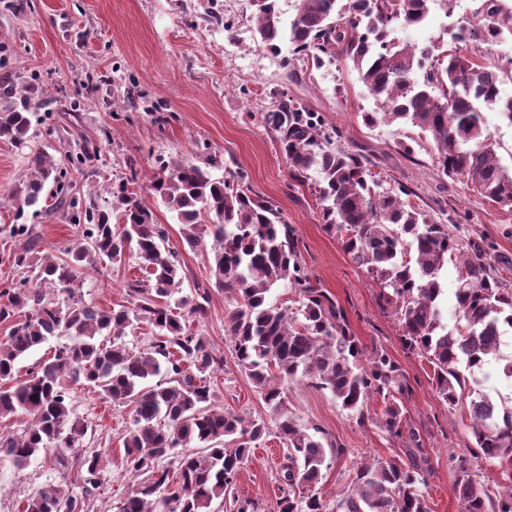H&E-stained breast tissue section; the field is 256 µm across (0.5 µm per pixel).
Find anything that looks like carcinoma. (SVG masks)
Masks as SVG:
<instances>
[{"instance_id": "cac0c4a2", "label": "carcinoma", "mask_w": 512, "mask_h": 512, "mask_svg": "<svg viewBox=\"0 0 512 512\" xmlns=\"http://www.w3.org/2000/svg\"><path fill=\"white\" fill-rule=\"evenodd\" d=\"M434 2L296 0L287 19L279 0H251V6L260 46L278 56L288 45L284 65L302 60L319 68L340 58L352 64L375 104L363 113L365 125L419 128L433 141L438 172L512 206V170L496 159L481 111L483 104L497 105L512 122V98L500 96L512 70L484 65L478 55L495 36L512 37V9L504 11L503 0H481L452 50L435 41H400L396 30L422 25ZM272 97L275 109L262 121L285 155L290 179L301 186L315 180L325 229L336 232L344 251L372 277L403 344L428 365L437 397L451 410L463 409L475 459L497 466L508 479L503 490L492 491L459 469L454 488L461 512H512V402L492 398L482 378L495 363L512 380V356L501 353L505 328H512V289L479 241L435 223L407 200V187L386 186L367 156L334 146L339 132L328 131L319 115L285 92L275 90ZM40 106L17 94L3 72L0 137L23 145L39 136L31 115ZM99 153L85 140L68 146L57 162L42 150L29 157L31 177L17 218L27 208L37 215L53 200L51 210L76 229L66 258L40 255L37 225L9 228L17 242L13 265L25 276L0 282V322H13L0 339V380L16 381L0 387V419L27 414L31 422L18 435L0 433V461L20 468L52 447L65 448L56 462L81 487L78 493L58 486L39 490L21 512H89L102 486V455L80 450L88 424L72 406L78 383L103 400L133 406L124 465L142 480L118 512H212L215 501L225 512H258L255 501L238 494L237 479L269 427L214 407L209 378L223 369L224 356L189 329L190 319L207 314L209 292L197 287L190 296L175 297L183 266L179 254L164 246L165 230L141 195L138 159H128V174L112 184L109 206L81 191L73 174L83 173ZM214 169L224 174L218 177ZM150 191L176 214L188 248L205 251L210 277L231 305L224 330L236 363L276 414L275 435L284 451L277 512H430L425 471L416 457L420 437L405 417L407 378L386 350L366 353L344 309L312 283L295 228L277 206L253 190L235 159L215 154L201 165L156 159ZM114 216L122 221L120 231ZM131 251L147 277L127 283V304L104 309L77 294L87 266L97 259L120 264ZM450 261L457 272V322L451 327L439 307L440 274ZM280 285L295 296L292 304L270 298ZM136 323L153 330V340L139 351L123 340ZM61 336L69 342L15 379L19 361ZM161 374L164 379L153 381ZM297 380L329 392L360 423L369 418V403L381 400L377 423L390 437L406 438L409 461L356 465L348 490L330 510L321 495L323 470L343 449L283 411L285 384Z\"/></svg>"}]
</instances>
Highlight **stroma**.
Instances as JSON below:
<instances>
[{"instance_id": "35a3bbf8", "label": "stroma", "mask_w": 512, "mask_h": 512, "mask_svg": "<svg viewBox=\"0 0 512 512\" xmlns=\"http://www.w3.org/2000/svg\"><path fill=\"white\" fill-rule=\"evenodd\" d=\"M479 5V0H450L448 6H437L434 22L400 31L399 36L426 44L463 25ZM223 7V0L211 7L197 0L191 11L182 0H0V49L9 59L8 71L18 92L44 100L62 138L94 140L101 129H108L109 144L82 177L87 193L105 196L112 182L125 175L124 162L130 156L139 159L145 180L158 157L201 163L200 147L205 143L240 163L253 189L295 226L306 270L343 307L366 350L386 349L401 366L412 390L406 404L408 424L419 430L427 459L432 512H460L453 489L459 469L470 468L477 482L495 488L504 483L498 467L474 463L463 411L448 409L436 397L424 365L403 346L393 316L381 308L378 287L343 250L336 233L325 229L314 192L292 184L286 159L263 129L259 115L273 110L270 92L274 89L321 113L342 130L340 147L363 152L375 161L384 179L409 187L413 205L430 212L462 239L484 240L511 289L512 207L482 197L463 179L440 175L432 161L431 139L420 129L366 126L362 115L374 104L352 66L340 62L318 70L301 64L286 68L281 57L261 50L252 34L232 37L208 23V10ZM91 74L101 78L96 92L84 99L79 111H71V102ZM131 83L141 93L133 107L122 99ZM35 147L46 151L50 143L39 137L26 148L0 138V281L19 274L10 257L14 244L8 228L23 199L31 172L28 158ZM145 202L168 231L166 247L178 251L184 265L182 294H192L197 283L209 288L208 312L192 321L190 328L225 354L223 371L210 379L216 406L273 423V414L248 376L226 352L228 302L223 288L210 281L205 253L184 249L180 226L159 198L149 195ZM141 276L136 258L119 265L98 261L84 270L81 293L109 309L123 303L126 282ZM74 406L89 426L84 449L108 455L104 484L90 512H117L120 500L137 483L122 462L121 438L133 425L132 412L82 386L75 389ZM285 408L299 423L319 427L328 440L345 450L332 461L322 482L328 503H335L337 493L347 489L349 472L357 463L405 456L402 441L372 420L360 424L350 419L331 394L306 382L286 385ZM282 455L279 440L268 436L240 472L237 490L256 501L259 512H277ZM61 480L51 453L39 455L21 469L0 467V512H21L25 499Z\"/></svg>"}]
</instances>
